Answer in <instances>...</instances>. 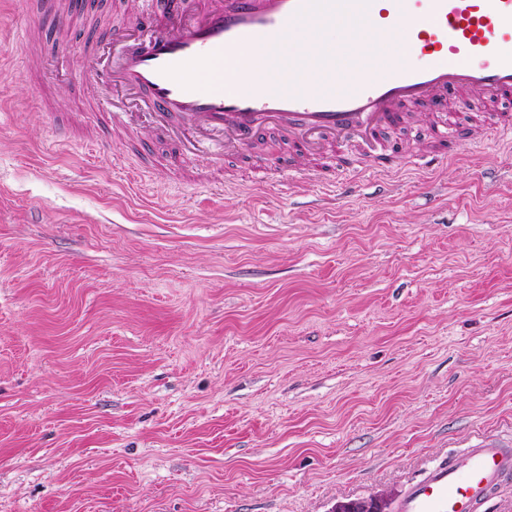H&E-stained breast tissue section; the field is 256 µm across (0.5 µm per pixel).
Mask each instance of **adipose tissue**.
<instances>
[{
  "label": "adipose tissue",
  "instance_id": "1",
  "mask_svg": "<svg viewBox=\"0 0 512 512\" xmlns=\"http://www.w3.org/2000/svg\"><path fill=\"white\" fill-rule=\"evenodd\" d=\"M337 30L344 35L342 42L325 43L321 28H314L312 41L320 45L327 57L333 59L337 68L348 75H355L358 63L363 58L381 61L389 57L390 47L377 29L367 22L354 19L338 21ZM307 48L286 51L284 44L246 46L226 52L224 55L225 85L246 86L256 79L273 87L283 86L282 74L292 71L294 86L318 87L327 82L328 77L312 69L307 61Z\"/></svg>",
  "mask_w": 512,
  "mask_h": 512
}]
</instances>
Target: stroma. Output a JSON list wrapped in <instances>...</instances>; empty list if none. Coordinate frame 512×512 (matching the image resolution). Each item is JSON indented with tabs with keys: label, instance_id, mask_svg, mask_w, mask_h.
Masks as SVG:
<instances>
[{
	"label": "stroma",
	"instance_id": "obj_1",
	"mask_svg": "<svg viewBox=\"0 0 512 512\" xmlns=\"http://www.w3.org/2000/svg\"><path fill=\"white\" fill-rule=\"evenodd\" d=\"M136 11L0 0V512H329L512 448V134L332 184L276 131L220 171L155 135L144 172L66 81Z\"/></svg>",
	"mask_w": 512,
	"mask_h": 512
}]
</instances>
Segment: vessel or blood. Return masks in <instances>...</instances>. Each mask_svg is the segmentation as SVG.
Returning <instances> with one entry per match:
<instances>
[{
  "instance_id": "1",
  "label": "vessel or blood",
  "mask_w": 512,
  "mask_h": 512,
  "mask_svg": "<svg viewBox=\"0 0 512 512\" xmlns=\"http://www.w3.org/2000/svg\"><path fill=\"white\" fill-rule=\"evenodd\" d=\"M139 14L123 32L128 49L78 81L112 88L97 109L113 126H125L132 101L156 132H180L188 161L202 152L221 165L226 153L278 130L294 152L332 165L344 150L359 167L364 157L389 156L384 130L416 110L434 113L431 136L440 143L512 132V0H200L190 12L173 0H139ZM346 17L371 20L400 48L382 65L361 60L348 90L225 86V50L285 39L301 19ZM202 71L211 76L204 84ZM510 479L512 448H466L412 483L396 512H479Z\"/></svg>"
}]
</instances>
